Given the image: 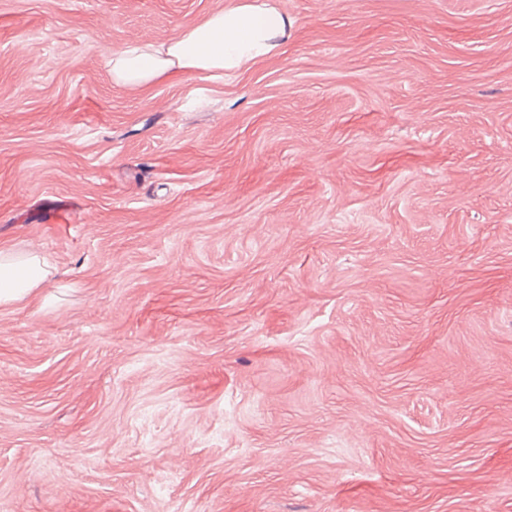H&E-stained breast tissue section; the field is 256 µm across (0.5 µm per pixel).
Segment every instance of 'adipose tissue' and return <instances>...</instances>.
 <instances>
[{
    "label": "adipose tissue",
    "mask_w": 512,
    "mask_h": 512,
    "mask_svg": "<svg viewBox=\"0 0 512 512\" xmlns=\"http://www.w3.org/2000/svg\"><path fill=\"white\" fill-rule=\"evenodd\" d=\"M287 14L268 0H231L223 11L160 45H126L112 54V79L142 87L178 72H235L273 54L288 32ZM50 274L35 255L0 251V304L21 301Z\"/></svg>",
    "instance_id": "obj_1"
}]
</instances>
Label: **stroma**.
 Here are the masks:
<instances>
[{"label": "stroma", "mask_w": 512, "mask_h": 512, "mask_svg": "<svg viewBox=\"0 0 512 512\" xmlns=\"http://www.w3.org/2000/svg\"><path fill=\"white\" fill-rule=\"evenodd\" d=\"M0 0V512H512V0ZM290 25L288 15L267 1H232L157 47L128 44L114 51L112 79L142 87L181 71L236 72L273 54ZM49 275L48 264L37 255L21 256L0 251V304L27 298Z\"/></svg>", "instance_id": "1"}]
</instances>
